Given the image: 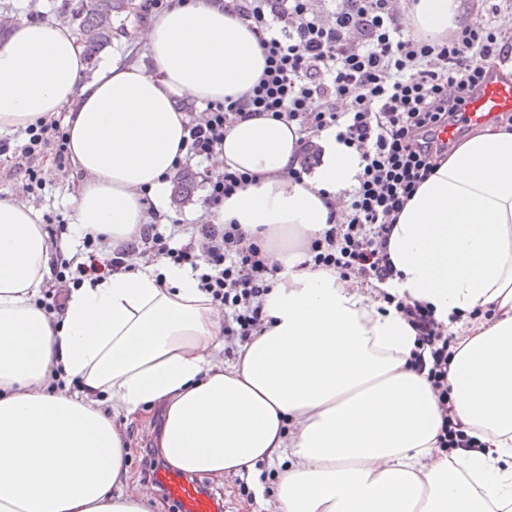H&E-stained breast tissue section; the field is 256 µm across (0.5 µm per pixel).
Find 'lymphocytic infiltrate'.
I'll return each mask as SVG.
<instances>
[{
    "mask_svg": "<svg viewBox=\"0 0 512 512\" xmlns=\"http://www.w3.org/2000/svg\"><path fill=\"white\" fill-rule=\"evenodd\" d=\"M253 31L265 57L262 75L245 94L185 105L189 121L186 154L178 173L213 158L227 128L264 113L296 124L301 133L292 176L309 172L321 154L319 134L332 129L355 150L362 170L357 186L338 198V217L306 251V264L336 270L376 288L380 301L395 306L415 333L409 364L425 377L438 398L440 448L469 450L478 443L452 413L448 366L455 338L433 309L384 291L394 276L388 247L392 227L407 200L431 174L434 158L447 154L438 129L460 122L466 102L512 60V29L499 24L512 0H494L487 14L435 37L404 27L396 0H229ZM68 134L55 118L26 130L23 144L0 141V156L11 155L23 189L35 193L44 178L33 163L52 154L69 158ZM164 216L151 212L140 242L105 250L100 238L85 235L83 252L61 259L55 281L40 306L59 314L69 286L133 269L136 257L160 256L199 272V287L224 310V343L235 350L257 335L265 320L264 298L279 268L236 224L202 222L181 246H171Z\"/></svg>",
    "mask_w": 512,
    "mask_h": 512,
    "instance_id": "lymphocytic-infiltrate-1",
    "label": "lymphocytic infiltrate"
}]
</instances>
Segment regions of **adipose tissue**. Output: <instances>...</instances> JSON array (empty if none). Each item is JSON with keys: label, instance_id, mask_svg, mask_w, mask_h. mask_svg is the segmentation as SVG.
Wrapping results in <instances>:
<instances>
[{"label": "adipose tissue", "instance_id": "ef3b65f1", "mask_svg": "<svg viewBox=\"0 0 512 512\" xmlns=\"http://www.w3.org/2000/svg\"><path fill=\"white\" fill-rule=\"evenodd\" d=\"M456 16L454 0H418L405 21L438 34ZM136 39L148 67L112 63L92 79L67 24L17 21L0 42V134L63 115L81 178L72 231L115 246L140 238L147 198L185 155L176 96L218 102L264 68L222 0H176ZM299 138L283 120L246 119L214 160L257 180L213 222L240 224L283 268L263 331L230 363L217 356L221 311L169 261L83 281L46 313L37 300L67 245L32 206L0 199V512H149L146 495L113 489L127 476L119 424L154 407L155 445L179 470L283 463L277 512H512V128L488 125L438 160L389 241V291L429 304L456 336L453 412L483 448L449 454L432 388L407 365L414 331L371 289L304 263L360 158L325 131L321 164L288 179Z\"/></svg>", "mask_w": 512, "mask_h": 512}]
</instances>
